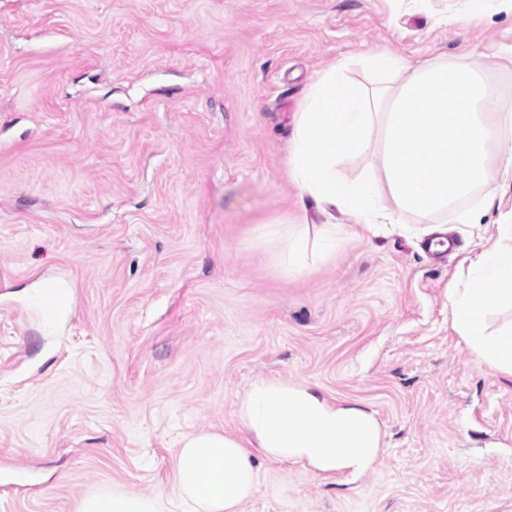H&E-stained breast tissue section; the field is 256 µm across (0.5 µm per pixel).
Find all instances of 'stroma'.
Segmentation results:
<instances>
[{"label":"stroma","mask_w":512,"mask_h":512,"mask_svg":"<svg viewBox=\"0 0 512 512\" xmlns=\"http://www.w3.org/2000/svg\"><path fill=\"white\" fill-rule=\"evenodd\" d=\"M510 46L495 0H0V512L115 490L179 512L183 439L236 431L260 377L376 411L385 448L336 482L256 459L243 512H512V377L448 304L495 214L431 252L425 225L300 201L285 155L336 58L367 90L400 78L366 54L479 64L512 110ZM302 214L347 240L291 280L253 228ZM70 301L65 288H44L42 294L33 302L43 318L53 319Z\"/></svg>","instance_id":"35a3bbf8"}]
</instances>
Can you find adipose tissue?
<instances>
[{"instance_id": "adipose-tissue-1", "label": "adipose tissue", "mask_w": 512, "mask_h": 512, "mask_svg": "<svg viewBox=\"0 0 512 512\" xmlns=\"http://www.w3.org/2000/svg\"><path fill=\"white\" fill-rule=\"evenodd\" d=\"M363 65L403 74L395 87L364 90L334 61L309 86L295 114L287 167L301 197L339 209L371 227L432 220L478 224L498 195L512 189V111L503 110L482 70L414 61L393 52L362 57ZM380 143H372V131ZM378 145L382 165L346 178L343 158ZM500 180L479 208L461 200L486 185L489 156ZM496 242L471 258L467 285L449 297L452 320L478 365L512 375V330L489 332L487 312L512 304V211L499 213ZM255 237L276 250L280 273L304 277L310 264L335 256L342 231L333 224L256 225ZM241 434L206 432L185 439L173 490L188 512H241L257 487L255 456L302 464L316 475L362 476L378 464L384 432L374 411L338 402L310 385L273 377L254 380L237 408ZM78 512H160L153 498L121 491L84 498Z\"/></svg>"}]
</instances>
